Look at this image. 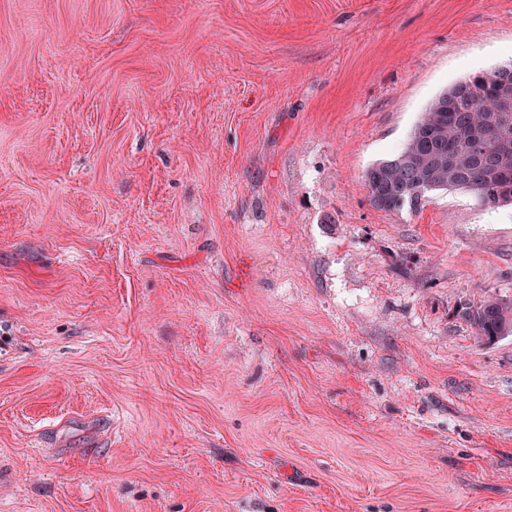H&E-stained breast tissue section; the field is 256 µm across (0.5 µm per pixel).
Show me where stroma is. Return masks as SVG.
Returning <instances> with one entry per match:
<instances>
[{
  "mask_svg": "<svg viewBox=\"0 0 512 512\" xmlns=\"http://www.w3.org/2000/svg\"><path fill=\"white\" fill-rule=\"evenodd\" d=\"M512 0H0V512H512V205L368 169ZM465 316L481 340L489 343L512 333V302L487 299L466 308Z\"/></svg>",
  "mask_w": 512,
  "mask_h": 512,
  "instance_id": "35a3bbf8",
  "label": "stroma"
}]
</instances>
